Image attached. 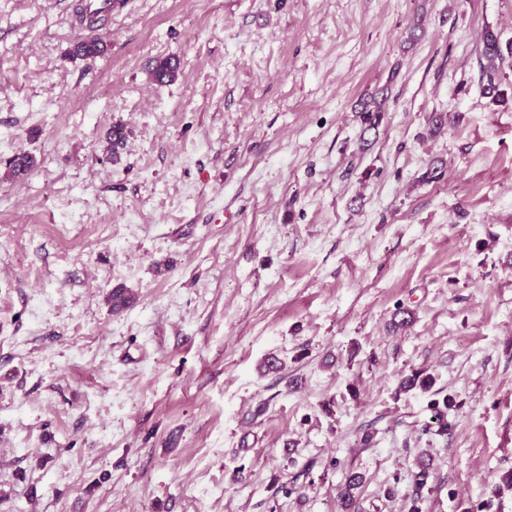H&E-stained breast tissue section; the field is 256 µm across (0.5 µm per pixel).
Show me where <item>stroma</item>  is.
Here are the masks:
<instances>
[{
  "label": "stroma",
  "instance_id": "1",
  "mask_svg": "<svg viewBox=\"0 0 512 512\" xmlns=\"http://www.w3.org/2000/svg\"><path fill=\"white\" fill-rule=\"evenodd\" d=\"M113 2L0 0V512H512V0ZM481 57L483 78L487 82L484 90L487 94L495 93V97H498V81L502 73L500 62L503 60V54L498 37L491 31H487L484 36ZM386 100L387 96L384 97L382 94V99L380 100L375 96H371L370 100L366 99L363 101L359 112L363 126V134L372 130L374 132L377 131L378 127L381 125L384 112H387L385 108Z\"/></svg>",
  "mask_w": 512,
  "mask_h": 512
}]
</instances>
